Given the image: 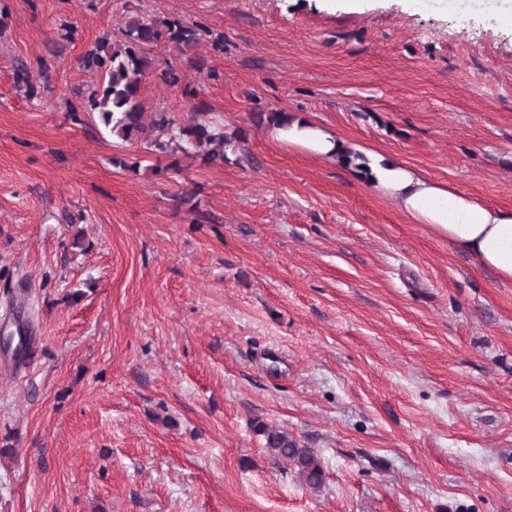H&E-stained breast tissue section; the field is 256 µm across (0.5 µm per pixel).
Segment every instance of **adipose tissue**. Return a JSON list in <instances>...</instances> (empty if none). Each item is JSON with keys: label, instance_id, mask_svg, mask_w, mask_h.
Returning a JSON list of instances; mask_svg holds the SVG:
<instances>
[{"label": "adipose tissue", "instance_id": "obj_1", "mask_svg": "<svg viewBox=\"0 0 512 512\" xmlns=\"http://www.w3.org/2000/svg\"><path fill=\"white\" fill-rule=\"evenodd\" d=\"M288 144L342 162L346 144L329 129L304 118L278 132ZM372 188L388 197L417 223L429 225L459 251L504 281H512V211L484 207L469 194L437 183L407 164L368 153Z\"/></svg>", "mask_w": 512, "mask_h": 512}]
</instances>
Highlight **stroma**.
<instances>
[{"label": "stroma", "mask_w": 512, "mask_h": 512, "mask_svg": "<svg viewBox=\"0 0 512 512\" xmlns=\"http://www.w3.org/2000/svg\"><path fill=\"white\" fill-rule=\"evenodd\" d=\"M132 4L201 26L193 58L155 46L141 95L245 129L224 166L69 118ZM486 12L0 0V331L31 332L0 343V512H512V282L251 121L311 119L512 210V25ZM259 421L317 454L320 490Z\"/></svg>", "instance_id": "obj_1"}]
</instances>
